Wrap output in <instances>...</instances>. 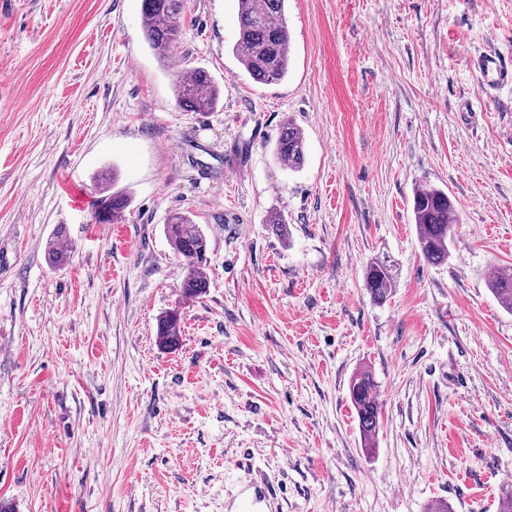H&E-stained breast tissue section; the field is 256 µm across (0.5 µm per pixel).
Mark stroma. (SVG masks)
Listing matches in <instances>:
<instances>
[{"instance_id":"1","label":"stroma","mask_w":512,"mask_h":512,"mask_svg":"<svg viewBox=\"0 0 512 512\" xmlns=\"http://www.w3.org/2000/svg\"><path fill=\"white\" fill-rule=\"evenodd\" d=\"M237 0H187L170 59L141 0H0V501L15 512H496L512 484V0H288L292 57L255 82ZM207 69L210 112L172 79ZM305 135L290 171L274 145ZM131 206L93 220L96 177ZM448 192L450 257L427 264L415 191ZM191 214L210 288L188 301L164 234ZM285 219L280 235L268 222ZM65 226L67 265L45 260ZM390 260L376 303L365 269ZM181 312L175 351L158 316ZM382 422L361 445L360 370ZM472 65L481 79V86L493 89L512 85V62H506L496 54L479 55ZM176 104L191 112H210L219 102L220 89L208 71L201 67L183 68L173 81ZM275 155L278 163L288 170L301 167L305 158V138L302 129L288 121L276 140ZM394 265L387 260L376 259L365 270V284L373 299L385 302L396 286ZM489 287L504 308L512 312V271L507 268L499 270L490 278ZM378 385L368 371L356 373L349 385V396L355 410L362 447L370 452L380 428L381 407Z\"/></svg>"}]
</instances>
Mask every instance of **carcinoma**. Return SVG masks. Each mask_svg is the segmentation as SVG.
Here are the masks:
<instances>
[{
  "label": "carcinoma",
  "instance_id": "carcinoma-1",
  "mask_svg": "<svg viewBox=\"0 0 512 512\" xmlns=\"http://www.w3.org/2000/svg\"><path fill=\"white\" fill-rule=\"evenodd\" d=\"M287 0H238V35L233 52L245 71L258 83L277 84L288 75L291 39L285 13ZM186 0H141L143 30L149 47L160 58L168 57L182 34ZM176 104L191 112H210L219 102L220 89L208 71L201 67L180 70L173 81ZM278 163L290 170L301 167L305 158L302 129L286 123L276 140ZM130 199L111 191L110 179H104L95 206L98 224H118L125 220ZM420 253L430 265L448 261L453 226L459 215L448 194L426 185L416 191L412 206ZM173 253L183 262L178 288L186 299H200L210 288L208 275L209 242L201 226L188 215L176 212L164 225ZM66 230L58 227L46 247L47 258L54 266L69 262L70 251L63 246ZM365 284L373 299L384 302L396 286L393 265L376 259L365 270ZM494 296L512 312V271L503 268L489 280ZM156 334L159 346L171 350L181 341L180 311L172 309L159 317ZM349 396L355 410L362 447L370 452L380 428L381 407L378 385L368 371L356 373L349 385Z\"/></svg>",
  "mask_w": 512,
  "mask_h": 512
}]
</instances>
